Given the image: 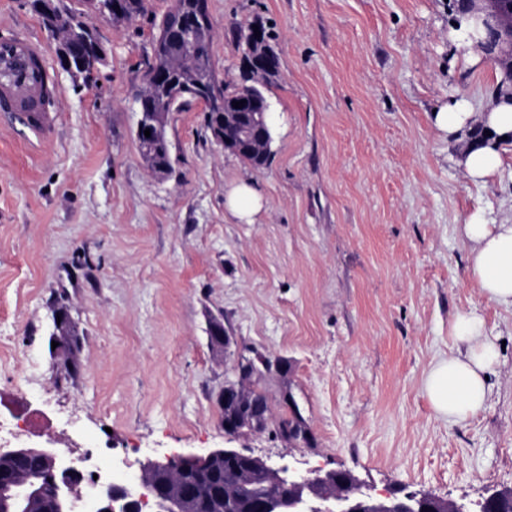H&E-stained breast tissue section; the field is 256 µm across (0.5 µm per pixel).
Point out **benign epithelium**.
Returning a JSON list of instances; mask_svg holds the SVG:
<instances>
[{"label": "benign epithelium", "instance_id": "1", "mask_svg": "<svg viewBox=\"0 0 512 512\" xmlns=\"http://www.w3.org/2000/svg\"><path fill=\"white\" fill-rule=\"evenodd\" d=\"M481 4L473 8L480 14L491 38L508 46L505 58H512V14L502 15L498 0H470ZM37 9L49 15V30L53 33L64 28L69 37L59 41L58 59L62 69L72 73L85 70L98 72L105 66L107 54L99 39H94L90 66H73L70 49L84 45L90 28L79 18L63 8L62 0H38ZM171 15L177 18L176 31L180 34L210 29L211 19L208 0H172ZM242 111L224 113V121H211L210 130L219 126H235L239 138H248L252 127L269 134L267 113L269 104L257 102L245 90ZM167 123L163 112H142L137 136L145 145L144 152L161 140ZM150 136H144V130ZM254 395L239 385L224 387L220 403L224 410V436L238 439L247 433L243 428V413L253 404ZM35 455L42 464L35 474L16 471L13 483L0 498V512H22L23 507L46 503L47 512H74L75 501L81 495V486L91 483L95 512H202L213 491L205 482L210 470L218 464H242L237 490L224 495V512H251L253 486L251 474L256 472L264 480V494L260 502L261 512H471L465 503H442L430 496L407 495L403 498L386 496L378 499L363 490L356 477L347 470L322 471L320 468L298 471L291 465L275 464L255 456L243 448H224L203 456L174 454L163 460H149L143 466L137 481L141 492L121 487L112 482L87 480L86 475L66 462L51 447H27L0 449V461L18 463Z\"/></svg>", "mask_w": 512, "mask_h": 512}]
</instances>
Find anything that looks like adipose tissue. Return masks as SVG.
<instances>
[{
	"instance_id": "adipose-tissue-1",
	"label": "adipose tissue",
	"mask_w": 512,
	"mask_h": 512,
	"mask_svg": "<svg viewBox=\"0 0 512 512\" xmlns=\"http://www.w3.org/2000/svg\"><path fill=\"white\" fill-rule=\"evenodd\" d=\"M478 117L488 135L469 142L461 160L467 177L475 183L484 182L495 171L502 139L512 137V96L498 94L490 109ZM463 233L471 244L469 278L487 302L512 308V224H488L473 215L465 220ZM449 335L448 354L429 368L424 391L438 416L457 423L484 409L490 393L488 375L498 353L475 312H457Z\"/></svg>"
}]
</instances>
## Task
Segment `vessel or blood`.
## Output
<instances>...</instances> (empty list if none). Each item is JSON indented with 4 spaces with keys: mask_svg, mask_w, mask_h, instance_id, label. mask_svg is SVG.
Returning a JSON list of instances; mask_svg holds the SVG:
<instances>
[{
    "mask_svg": "<svg viewBox=\"0 0 512 512\" xmlns=\"http://www.w3.org/2000/svg\"><path fill=\"white\" fill-rule=\"evenodd\" d=\"M57 83L45 47L25 35L0 39V115L41 137L52 117L43 101Z\"/></svg>",
    "mask_w": 512,
    "mask_h": 512,
    "instance_id": "obj_1",
    "label": "vessel or blood"
}]
</instances>
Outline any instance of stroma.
<instances>
[{
  "label": "stroma",
  "mask_w": 512,
  "mask_h": 512,
  "mask_svg": "<svg viewBox=\"0 0 512 512\" xmlns=\"http://www.w3.org/2000/svg\"><path fill=\"white\" fill-rule=\"evenodd\" d=\"M169 6L119 24L85 12L108 53L87 79L57 68L31 0H0V38L43 43L59 86L41 140L0 123V414L35 417L29 445L135 478L232 444L471 512L512 491V309L466 277L462 231L474 214L512 224V142L477 184L433 119L459 100L489 108L491 54L457 48L451 0H209L220 80L243 82L241 33L274 35L272 155L255 168L225 150L190 100L167 118L173 171L158 178L132 90ZM242 182L261 197L248 222L227 207ZM460 310L501 349L484 410L452 424L423 380ZM59 311L79 340L70 365L51 346ZM214 320L229 349L211 344ZM260 356L273 416L298 410L309 442L225 439L220 394Z\"/></svg>",
  "instance_id": "stroma-1"
}]
</instances>
